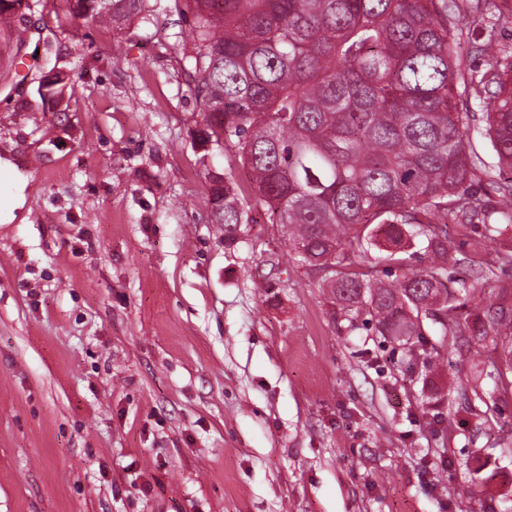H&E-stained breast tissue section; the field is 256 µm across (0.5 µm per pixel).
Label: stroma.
I'll return each instance as SVG.
<instances>
[{"label":"stroma","mask_w":512,"mask_h":512,"mask_svg":"<svg viewBox=\"0 0 512 512\" xmlns=\"http://www.w3.org/2000/svg\"><path fill=\"white\" fill-rule=\"evenodd\" d=\"M448 24L471 77L505 0ZM192 18L122 31L34 10L0 48V512H505L502 350L446 336L432 370L349 327L258 221L211 223ZM65 83L56 104L43 77ZM471 304L512 312V266Z\"/></svg>","instance_id":"stroma-1"}]
</instances>
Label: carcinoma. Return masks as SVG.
<instances>
[{"label":"carcinoma","mask_w":512,"mask_h":512,"mask_svg":"<svg viewBox=\"0 0 512 512\" xmlns=\"http://www.w3.org/2000/svg\"><path fill=\"white\" fill-rule=\"evenodd\" d=\"M193 16L186 56L206 112L199 149L233 145L249 188L209 177L211 222L232 243L264 209L294 260L330 268L327 288L341 315L379 333L417 339L428 365L443 335L502 344L506 367L491 363L493 391L512 387V315L468 306L491 272L481 254L471 275L448 277L460 259L439 226L512 224V60H492L470 78L485 104L497 163L467 149L474 114L456 106L460 43L446 0H172ZM41 0H0V25ZM74 18L123 29L148 22L164 0H56ZM494 173L496 199L474 191L477 172ZM423 240L431 267L386 282L364 269L375 248L402 266Z\"/></svg>","instance_id":"obj_1"}]
</instances>
